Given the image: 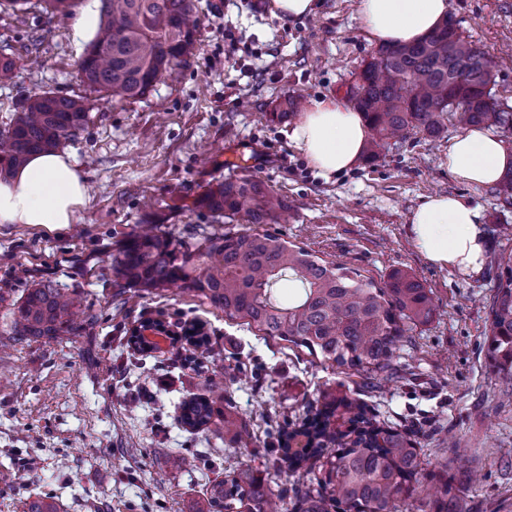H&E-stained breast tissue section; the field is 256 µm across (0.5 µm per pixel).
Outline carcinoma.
I'll return each mask as SVG.
<instances>
[{
	"label": "carcinoma",
	"mask_w": 512,
	"mask_h": 512,
	"mask_svg": "<svg viewBox=\"0 0 512 512\" xmlns=\"http://www.w3.org/2000/svg\"><path fill=\"white\" fill-rule=\"evenodd\" d=\"M102 22L81 61L84 82L97 97L137 100L164 74L194 55L199 18L193 0H101ZM446 17L421 40L382 45L354 86L350 100L365 116L374 159L390 139L412 132L436 137L446 122L463 128L494 126L512 131V113L484 99L491 62ZM19 58L0 50V82L17 77ZM91 100L44 91L26 98L0 129V177L10 176L36 153H53L81 135ZM213 216L244 214L250 228L222 235L203 233L192 245L155 229L127 236L112 254L113 283L143 291L177 286L196 293L224 316L240 319L263 336L303 347L367 379L389 375L406 332L433 315L430 292L397 271L380 286L357 269L325 261L290 244L267 224L288 223V206L262 182L226 180L200 199ZM489 304L487 362L512 382V253ZM300 283L284 301L276 283ZM83 305L50 279L32 282L11 303L9 339H53L80 330ZM216 399L196 397L182 406L181 421L215 434L246 432L245 422L224 415ZM276 471L294 481L274 492L260 474L230 473L214 479L204 512H276L274 500L290 497L291 512H464L461 497L441 479L433 497H418L423 470L417 442L376 419L365 402L340 392L322 395L317 408L279 429L272 450Z\"/></svg>",
	"instance_id": "cac0c4a2"
}]
</instances>
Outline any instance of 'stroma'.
<instances>
[{"instance_id": "obj_1", "label": "stroma", "mask_w": 512, "mask_h": 512, "mask_svg": "<svg viewBox=\"0 0 512 512\" xmlns=\"http://www.w3.org/2000/svg\"><path fill=\"white\" fill-rule=\"evenodd\" d=\"M92 4L74 0L66 14L34 4L0 13V40L21 51L17 78L0 84V128L36 93L88 95L79 63L92 36L75 21ZM194 4L195 56L143 99L96 101L87 129L65 145L89 188L76 224L55 232L0 226V289L15 299L49 278L78 292L94 317L76 335L0 350V471L14 476L0 483V512H25L43 496L54 497L58 512H198L210 480L247 467L266 472L277 429L336 390L357 392L392 427L409 414L430 423L417 437L432 460L421 488L436 483L446 456L444 471L466 512H512V397L489 370L485 345L496 260L512 251V206L496 187H473L449 172L455 125L436 138L390 141L376 160L327 180L291 139L298 114L273 120L289 96L302 95L308 106L348 101L378 49L360 26L357 0H317L314 14L288 21L272 14L271 0ZM448 5L491 60L497 97L512 105V0ZM237 141L260 151L253 178L292 208L290 222L277 227L283 239L377 284L403 271L430 290L435 312L409 326L391 381L363 384L307 349L257 336L193 293H123L114 285L112 251L139 224L155 222L187 243L204 225L218 234L245 229L242 216L218 224L196 203L216 181L234 178L224 148ZM439 193L467 196L484 216L486 259L476 274L437 268L412 242L411 211ZM148 320L197 325L210 347L182 337L135 358L128 338ZM214 349L220 358L211 357ZM220 380L224 410L246 421V434L191 431L180 421L183 402L209 395ZM446 429L462 450L444 448ZM179 454L196 458V467L174 468Z\"/></svg>"}]
</instances>
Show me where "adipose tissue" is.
Returning <instances> with one entry per match:
<instances>
[{
	"instance_id": "ef3b65f1",
	"label": "adipose tissue",
	"mask_w": 512,
	"mask_h": 512,
	"mask_svg": "<svg viewBox=\"0 0 512 512\" xmlns=\"http://www.w3.org/2000/svg\"><path fill=\"white\" fill-rule=\"evenodd\" d=\"M448 14V0H358L359 21L370 40L408 44L429 34ZM369 135L362 113L335 101L313 104L291 138L311 166L332 178L357 164ZM512 167V151L479 129H468L448 143V169L462 183L491 186ZM87 186L69 154H36L0 181V225L29 224L50 231L75 223ZM482 213L463 196L426 197L409 215L416 248L431 264L461 273L485 263Z\"/></svg>"
}]
</instances>
